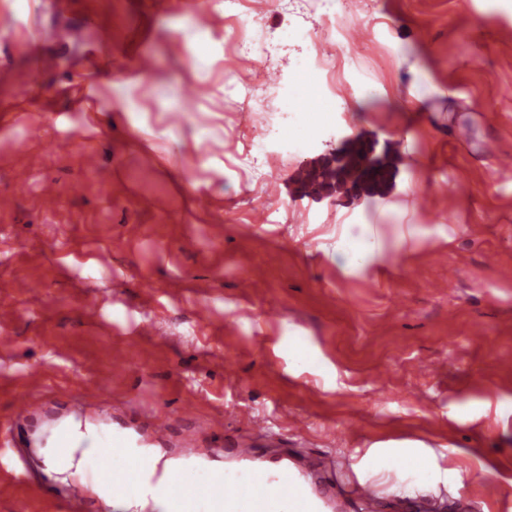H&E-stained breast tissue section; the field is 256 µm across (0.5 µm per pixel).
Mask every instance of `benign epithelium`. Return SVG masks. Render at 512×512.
Wrapping results in <instances>:
<instances>
[{"label": "benign epithelium", "instance_id": "7a95c632", "mask_svg": "<svg viewBox=\"0 0 512 512\" xmlns=\"http://www.w3.org/2000/svg\"><path fill=\"white\" fill-rule=\"evenodd\" d=\"M328 163L346 171L334 185L311 186L304 184L301 191L323 196L337 189L363 198L369 189L378 192L392 176V170L385 157L376 154V141L363 136L349 135L330 142V149L321 157L319 164L309 170L313 178L320 166Z\"/></svg>", "mask_w": 512, "mask_h": 512}]
</instances>
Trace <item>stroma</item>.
<instances>
[{"mask_svg":"<svg viewBox=\"0 0 512 512\" xmlns=\"http://www.w3.org/2000/svg\"><path fill=\"white\" fill-rule=\"evenodd\" d=\"M354 2L376 78L341 91L265 199L233 163L246 139L275 150L259 129L278 103L247 93L224 0H0V441L28 459L26 482L0 473V512H66L29 441L85 394L128 427L146 425L138 404L166 416L168 457L188 402L221 424L207 454L264 448L248 423L265 417L301 465L336 456L321 486L344 512L356 476L381 512H512V177L483 151L512 154V0ZM244 10L267 43L325 12ZM349 134L390 160L384 196H301ZM369 234L381 254L336 265L339 238ZM20 394L46 417L15 421ZM388 441L423 443L427 466L349 472Z\"/></svg>","mask_w":512,"mask_h":512,"instance_id":"1","label":"stroma"}]
</instances>
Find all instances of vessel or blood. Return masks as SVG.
I'll list each match as a JSON object with an SVG mask.
<instances>
[{"label":"vessel or blood","instance_id":"b4317fda","mask_svg":"<svg viewBox=\"0 0 512 512\" xmlns=\"http://www.w3.org/2000/svg\"><path fill=\"white\" fill-rule=\"evenodd\" d=\"M202 433L197 426L184 432L181 467L168 470L153 463L140 442L99 428L83 473L73 481L65 504L81 512L91 486L101 484L113 501L144 497L158 501L159 512H340V502L322 496L306 470L284 462L278 454L258 457L246 441L234 450L239 480L225 485L221 470L200 465L196 441ZM47 438L57 462H66L73 448L69 429L55 428Z\"/></svg>","mask_w":512,"mask_h":512}]
</instances>
